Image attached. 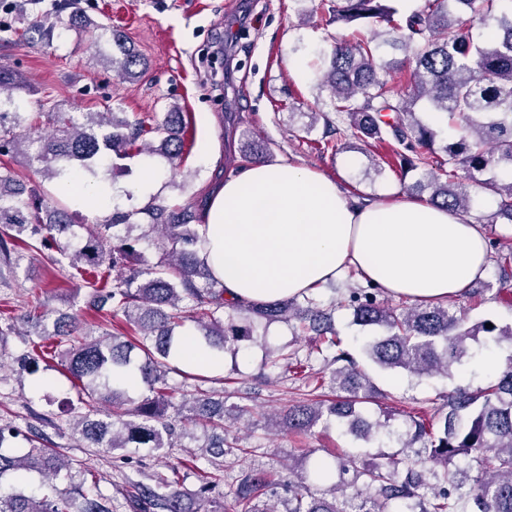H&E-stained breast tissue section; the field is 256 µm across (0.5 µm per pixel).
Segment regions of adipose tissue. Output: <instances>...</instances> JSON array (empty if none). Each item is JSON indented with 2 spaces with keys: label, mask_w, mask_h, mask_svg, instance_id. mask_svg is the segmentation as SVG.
I'll use <instances>...</instances> for the list:
<instances>
[{
  "label": "adipose tissue",
  "mask_w": 512,
  "mask_h": 512,
  "mask_svg": "<svg viewBox=\"0 0 512 512\" xmlns=\"http://www.w3.org/2000/svg\"><path fill=\"white\" fill-rule=\"evenodd\" d=\"M60 188L93 220L116 202L111 183L77 173ZM200 233L227 298L239 301L307 295L351 268L388 295L439 304L489 268L485 234L466 213L359 197L291 162L239 166L210 192Z\"/></svg>",
  "instance_id": "1"
}]
</instances>
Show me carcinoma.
Instances as JSON below:
<instances>
[{
  "label": "carcinoma",
  "instance_id": "carcinoma-1",
  "mask_svg": "<svg viewBox=\"0 0 512 512\" xmlns=\"http://www.w3.org/2000/svg\"><path fill=\"white\" fill-rule=\"evenodd\" d=\"M401 0H336L333 19L357 26L364 34L332 45L321 58L322 85L331 90L334 113L349 122L353 136L367 144L390 145L400 168L429 166L412 188L430 187L429 201L469 212L476 189L499 197L496 216L512 223V181L493 176L512 171V0H425L424 7L404 10ZM492 21L497 37L480 41L466 27V16ZM120 57L112 70L122 78L135 77L144 65L127 47L126 36L110 31ZM403 52V58L376 66L380 43ZM410 69L403 91L381 79L378 69ZM21 83L0 69V94L16 105L13 91ZM440 112L457 133L441 140L438 132L415 112ZM47 120L55 128L49 137L31 135ZM183 113L170 107L158 119H120L115 112H88L81 122L71 112H0V154L19 156L28 168L49 179L85 173L108 179L112 155H161L173 164L184 148ZM159 140V148L151 146ZM195 207H175L152 198L143 207L114 212L81 238L67 211L50 207L21 183L9 166L0 167V279L13 272L31 252L56 264L67 263L70 276L89 289L88 307L99 313L111 305L135 328L134 340H123L97 325L84 326L62 310L49 311L33 301L26 322L39 342L23 341V359L37 367L50 360L61 367L76 391L60 432L71 431L82 448H150L161 452L189 435L165 415L168 407L189 408L202 425L201 452L154 483L129 481V512H224L212 493L224 482L218 460L233 452L225 444L224 421L249 413L244 406L224 408L206 384L207 370L192 364H172L180 346L177 330L194 331L189 339L218 352L224 345L251 341L260 327L296 320L314 333L316 349L331 351L323 368L313 370L295 353L273 352L272 366L302 382L306 398L288 407L279 427L297 434L319 424L336 426L343 435L367 443L396 438L411 453L377 455L354 464L348 485L336 482V452L312 461L283 481L296 485L286 512H512V326L469 324L466 315L442 305L405 309L377 299L370 288H353L348 306L355 324L367 328L361 351L375 366L417 377H447L451 369L471 363L478 351L494 346L506 352L505 367L484 388L457 385L443 395L433 419L406 416L402 426L392 414L370 420L367 405L385 396L342 346L329 313L305 296L268 303L233 301L224 297V281L200 255L201 236ZM143 232L137 234L135 230ZM155 249L158 261L142 260ZM499 283L512 280V251L499 253ZM119 269L115 278L110 272ZM136 373L142 384L134 396L117 376ZM182 378L180 386L169 374ZM331 390L333 396L325 395ZM185 400L173 402L174 394ZM30 443L21 455L0 451V479L14 477L18 486L0 493V512H112V499L97 481L62 490L58 483L73 481L85 463L71 459L50 444L39 429L30 435L10 425L0 426V447L17 438ZM195 469L200 485L194 498L181 489V470ZM443 471L448 488L427 498L428 476ZM41 477V496L23 489L28 475ZM272 482L265 474L246 471L237 480V512H279L267 500Z\"/></svg>",
  "mask_w": 512,
  "mask_h": 512
}]
</instances>
